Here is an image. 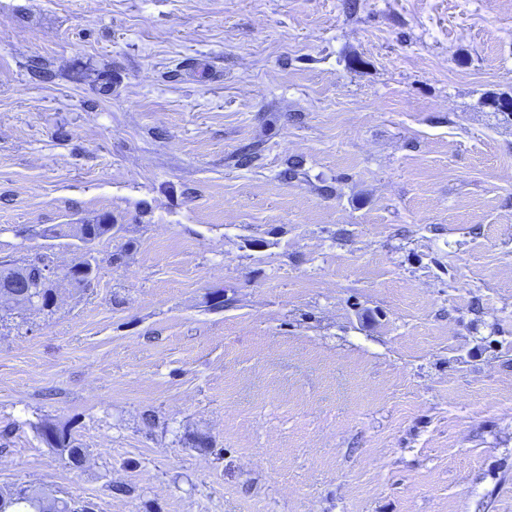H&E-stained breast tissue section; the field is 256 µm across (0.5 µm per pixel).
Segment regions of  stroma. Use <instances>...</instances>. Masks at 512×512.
I'll list each match as a JSON object with an SVG mask.
<instances>
[{"label":"stroma","mask_w":512,"mask_h":512,"mask_svg":"<svg viewBox=\"0 0 512 512\" xmlns=\"http://www.w3.org/2000/svg\"><path fill=\"white\" fill-rule=\"evenodd\" d=\"M497 98L512 0H0V265L97 260L52 313L0 303V490L512 512ZM51 432L52 441L43 439L50 448H70L67 451L66 459L72 468H80L83 465V454L85 448H76L71 438V433L65 426H59L52 422H44L39 427L40 437L46 436V430Z\"/></svg>","instance_id":"obj_1"}]
</instances>
